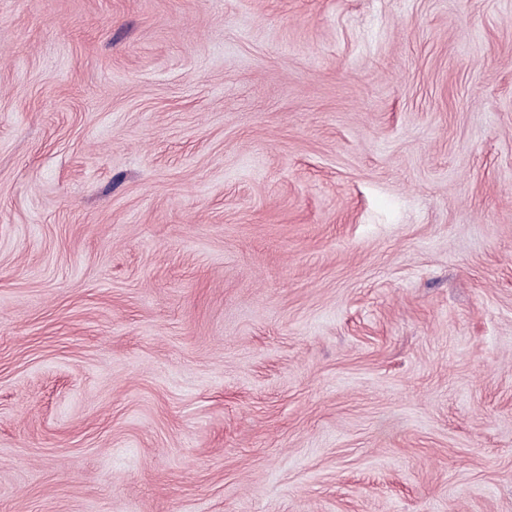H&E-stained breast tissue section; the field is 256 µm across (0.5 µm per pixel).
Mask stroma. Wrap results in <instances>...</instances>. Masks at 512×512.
<instances>
[{"label": "stroma", "instance_id": "1", "mask_svg": "<svg viewBox=\"0 0 512 512\" xmlns=\"http://www.w3.org/2000/svg\"><path fill=\"white\" fill-rule=\"evenodd\" d=\"M0 512H512V0H0Z\"/></svg>", "mask_w": 512, "mask_h": 512}]
</instances>
